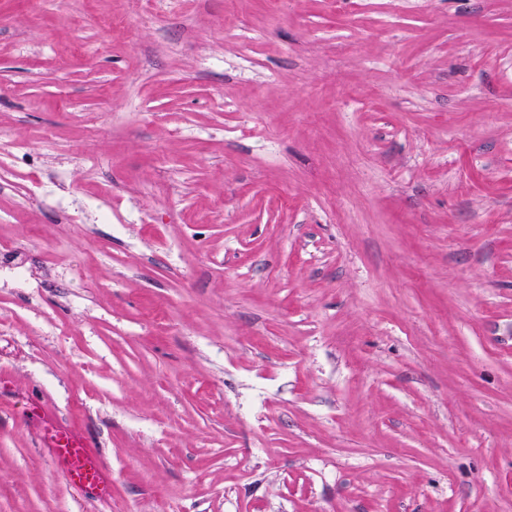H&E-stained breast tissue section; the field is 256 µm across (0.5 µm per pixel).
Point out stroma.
I'll list each match as a JSON object with an SVG mask.
<instances>
[{"label":"stroma","instance_id":"1","mask_svg":"<svg viewBox=\"0 0 512 512\" xmlns=\"http://www.w3.org/2000/svg\"><path fill=\"white\" fill-rule=\"evenodd\" d=\"M0 166V512H512V0H0ZM28 409L34 417L53 423L50 427L70 437L76 444L77 448H59L57 442L46 431L40 437L39 446L43 448L49 460L62 469L69 485L82 495L98 500H110L112 482L108 476L107 465L90 441L78 435L69 425L58 422L46 402L33 398Z\"/></svg>","mask_w":512,"mask_h":512}]
</instances>
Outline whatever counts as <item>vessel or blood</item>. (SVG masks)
Instances as JSON below:
<instances>
[{"mask_svg":"<svg viewBox=\"0 0 512 512\" xmlns=\"http://www.w3.org/2000/svg\"><path fill=\"white\" fill-rule=\"evenodd\" d=\"M29 411L34 417L52 423L55 433L72 438L74 445L70 448L59 447L53 435L46 434L40 438L41 448L49 460L62 469L69 485L82 495L98 500H110L112 483L108 476V468L90 441L76 434L69 425L56 421L50 406L40 399H31Z\"/></svg>","mask_w":512,"mask_h":512,"instance_id":"obj_1","label":"vessel or blood"}]
</instances>
